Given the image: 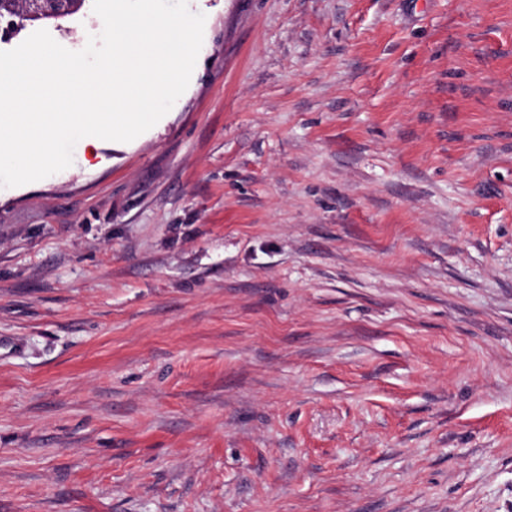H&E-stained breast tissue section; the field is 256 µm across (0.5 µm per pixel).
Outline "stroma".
Returning a JSON list of instances; mask_svg holds the SVG:
<instances>
[{
  "label": "stroma",
  "mask_w": 512,
  "mask_h": 512,
  "mask_svg": "<svg viewBox=\"0 0 512 512\" xmlns=\"http://www.w3.org/2000/svg\"><path fill=\"white\" fill-rule=\"evenodd\" d=\"M189 8L177 110L0 188V512H512V0Z\"/></svg>",
  "instance_id": "1"
}]
</instances>
